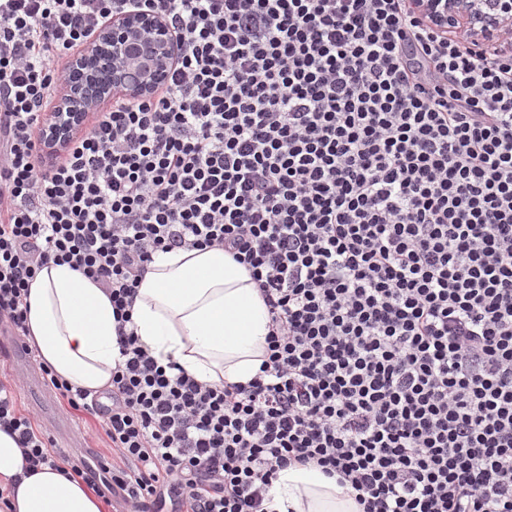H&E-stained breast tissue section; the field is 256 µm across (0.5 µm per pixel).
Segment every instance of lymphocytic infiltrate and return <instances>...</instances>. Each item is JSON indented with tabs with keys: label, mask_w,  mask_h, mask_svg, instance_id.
I'll use <instances>...</instances> for the list:
<instances>
[{
	"label": "lymphocytic infiltrate",
	"mask_w": 512,
	"mask_h": 512,
	"mask_svg": "<svg viewBox=\"0 0 512 512\" xmlns=\"http://www.w3.org/2000/svg\"><path fill=\"white\" fill-rule=\"evenodd\" d=\"M177 39L152 99H113L62 156L42 131L68 60L116 14ZM221 248L270 313L248 384L170 375L122 330L100 417L133 512H266L316 464L364 512H512V50L412 0H0V320L64 262L130 322L157 252ZM30 470L54 451L0 381Z\"/></svg>",
	"instance_id": "obj_1"
}]
</instances>
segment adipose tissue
I'll return each instance as SVG.
<instances>
[{
	"label": "adipose tissue",
	"mask_w": 512,
	"mask_h": 512,
	"mask_svg": "<svg viewBox=\"0 0 512 512\" xmlns=\"http://www.w3.org/2000/svg\"><path fill=\"white\" fill-rule=\"evenodd\" d=\"M27 340L69 385L97 394L121 363L117 323L103 288L69 264L44 265L29 285ZM130 330L159 365L198 381L245 383L266 355L269 308L249 270L221 249L154 255L131 309ZM12 512H105L81 479L47 466L27 474L15 440L0 430V484ZM355 491L321 468L291 465L268 491L272 512H362Z\"/></svg>",
	"instance_id": "ef3b65f1"
}]
</instances>
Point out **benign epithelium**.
Segmentation results:
<instances>
[{"instance_id": "1", "label": "benign epithelium", "mask_w": 512, "mask_h": 512, "mask_svg": "<svg viewBox=\"0 0 512 512\" xmlns=\"http://www.w3.org/2000/svg\"><path fill=\"white\" fill-rule=\"evenodd\" d=\"M414 7L449 36H462L479 51L505 42L512 47V0H415ZM175 56L174 35L161 16H114L72 61V79L44 129L49 150L63 152L101 103L154 96Z\"/></svg>"}]
</instances>
